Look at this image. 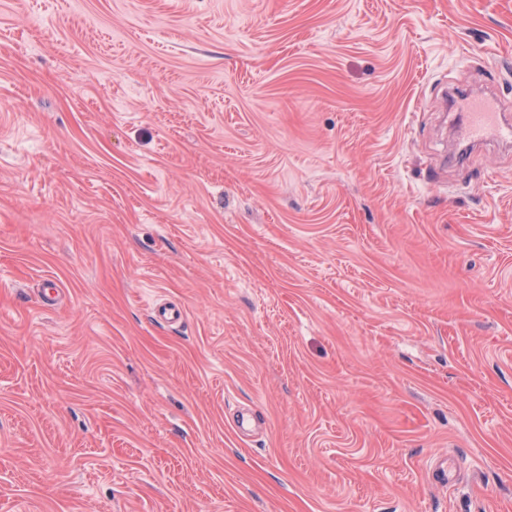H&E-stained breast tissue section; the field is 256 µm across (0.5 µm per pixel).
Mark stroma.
<instances>
[{
	"mask_svg": "<svg viewBox=\"0 0 512 512\" xmlns=\"http://www.w3.org/2000/svg\"><path fill=\"white\" fill-rule=\"evenodd\" d=\"M454 86L512 101V0H0V512H512Z\"/></svg>",
	"mask_w": 512,
	"mask_h": 512,
	"instance_id": "obj_1",
	"label": "stroma"
}]
</instances>
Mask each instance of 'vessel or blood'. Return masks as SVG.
<instances>
[{"label":"vessel or blood","mask_w":512,"mask_h":512,"mask_svg":"<svg viewBox=\"0 0 512 512\" xmlns=\"http://www.w3.org/2000/svg\"><path fill=\"white\" fill-rule=\"evenodd\" d=\"M450 107L458 137L466 146L512 141V121L506 119L507 107L496 95L459 90L451 96Z\"/></svg>","instance_id":"b4317fda"}]
</instances>
